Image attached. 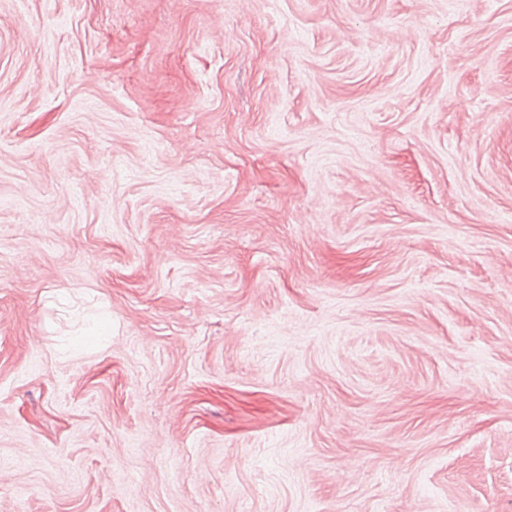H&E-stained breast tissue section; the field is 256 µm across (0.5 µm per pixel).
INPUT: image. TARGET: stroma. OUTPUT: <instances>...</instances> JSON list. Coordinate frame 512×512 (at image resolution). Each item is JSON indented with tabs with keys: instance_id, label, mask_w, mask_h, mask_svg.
Returning <instances> with one entry per match:
<instances>
[{
	"instance_id": "obj_1",
	"label": "stroma",
	"mask_w": 512,
	"mask_h": 512,
	"mask_svg": "<svg viewBox=\"0 0 512 512\" xmlns=\"http://www.w3.org/2000/svg\"><path fill=\"white\" fill-rule=\"evenodd\" d=\"M0 512H512V0H0Z\"/></svg>"
}]
</instances>
